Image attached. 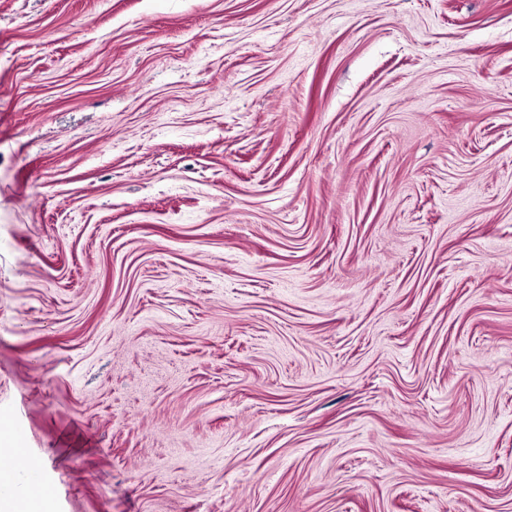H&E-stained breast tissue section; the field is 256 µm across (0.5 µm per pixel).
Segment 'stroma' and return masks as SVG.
I'll return each mask as SVG.
<instances>
[{
  "mask_svg": "<svg viewBox=\"0 0 512 512\" xmlns=\"http://www.w3.org/2000/svg\"><path fill=\"white\" fill-rule=\"evenodd\" d=\"M48 512H512V0H0V419Z\"/></svg>",
  "mask_w": 512,
  "mask_h": 512,
  "instance_id": "35a3bbf8",
  "label": "stroma"
}]
</instances>
